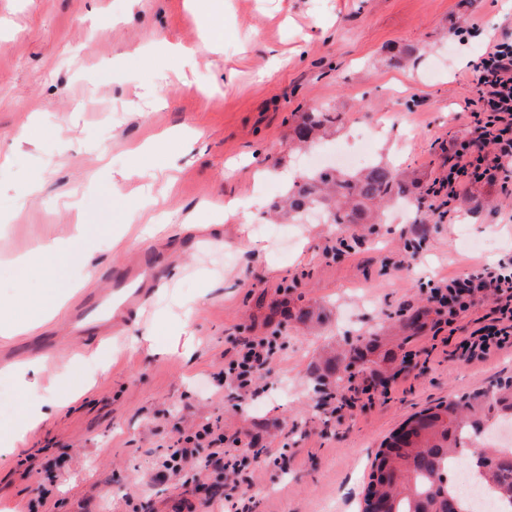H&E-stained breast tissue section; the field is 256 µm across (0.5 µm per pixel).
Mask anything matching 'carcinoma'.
I'll return each mask as SVG.
<instances>
[{"instance_id": "1", "label": "carcinoma", "mask_w": 512, "mask_h": 512, "mask_svg": "<svg viewBox=\"0 0 512 512\" xmlns=\"http://www.w3.org/2000/svg\"><path fill=\"white\" fill-rule=\"evenodd\" d=\"M336 119L329 109L302 113L293 142L301 147L315 142ZM402 183L403 172L387 164L355 174L326 167L293 180L288 195L273 210L289 222L315 209L328 224H378L379 205L401 194ZM375 340L374 336L358 340L356 355L335 368L337 379H349L354 367L361 373L372 372L361 347ZM506 416L512 418V379L412 414L408 418L414 424L412 436L392 435L376 451L363 512L374 506L387 512H471L466 496L453 482L452 470L466 464L469 445L482 439L490 422ZM470 468L500 497L512 501V456L503 457L485 445L473 455Z\"/></svg>"}]
</instances>
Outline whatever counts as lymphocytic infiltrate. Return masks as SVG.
<instances>
[{
	"label": "lymphocytic infiltrate",
	"mask_w": 512,
	"mask_h": 512,
	"mask_svg": "<svg viewBox=\"0 0 512 512\" xmlns=\"http://www.w3.org/2000/svg\"><path fill=\"white\" fill-rule=\"evenodd\" d=\"M477 97L471 102L473 136L454 144V160L437 176L429 190L430 209L447 216L469 184L495 185L512 180V42L487 47L474 68ZM492 299L485 324L463 337L458 350L477 360L512 347V263L481 266L463 276L433 281L429 300L435 306V332L451 327L477 302ZM279 348L274 336L244 338L224 364V385L245 397ZM239 440L226 436L216 423L196 425L194 431L168 446L156 472L157 478L181 476L196 463L219 472L239 470Z\"/></svg>",
	"instance_id": "obj_1"
}]
</instances>
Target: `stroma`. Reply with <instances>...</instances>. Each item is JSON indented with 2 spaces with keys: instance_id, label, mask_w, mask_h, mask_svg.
Instances as JSON below:
<instances>
[{
  "instance_id": "obj_1",
  "label": "stroma",
  "mask_w": 512,
  "mask_h": 512,
  "mask_svg": "<svg viewBox=\"0 0 512 512\" xmlns=\"http://www.w3.org/2000/svg\"><path fill=\"white\" fill-rule=\"evenodd\" d=\"M510 39L512 0H226L216 47L194 0H0V313L19 311L16 257L70 234V203L85 223L121 222L112 179L131 168L132 147L153 142L177 177L155 207L174 234L78 256L58 271L75 285L60 317L0 335V355L45 359L46 398L70 401L29 431L23 455L0 456V502L127 512L134 494L149 512H187L204 487L226 494L231 480L201 467L187 484L150 476L164 446L210 420L264 450L242 471L253 512H360L377 448L412 413L512 377V350L469 361L426 328L428 280L512 260V185L470 187L444 220L425 195L470 130L477 56ZM229 72L231 86L201 93ZM313 106L343 115L315 152L358 151L350 133L369 129L373 163L413 179L415 210L395 204L393 221L366 226L267 222L265 205L306 173L288 144ZM173 131L187 132V148L167 140ZM35 176L40 192L25 194ZM231 199L237 210L218 225L199 208ZM339 235L351 250L332 252ZM242 238L258 249L240 251ZM132 271L147 280L138 304L108 327L77 322L86 296L118 290ZM414 315L424 329L391 335L389 317ZM168 321L183 323L192 356L127 347L146 330L165 339ZM275 331L283 347L260 395L239 404L217 389L233 346ZM374 333L375 369L401 378L327 418L321 393L338 389L327 361ZM59 456L63 469L27 468Z\"/></svg>"
}]
</instances>
